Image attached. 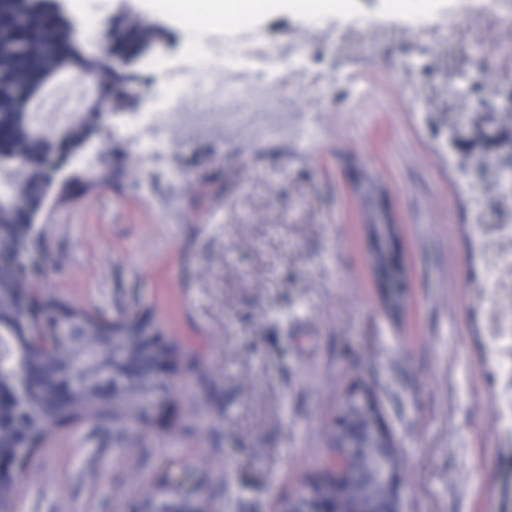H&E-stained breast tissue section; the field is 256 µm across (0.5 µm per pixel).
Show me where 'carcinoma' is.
<instances>
[{
  "label": "carcinoma",
  "mask_w": 512,
  "mask_h": 512,
  "mask_svg": "<svg viewBox=\"0 0 512 512\" xmlns=\"http://www.w3.org/2000/svg\"><path fill=\"white\" fill-rule=\"evenodd\" d=\"M151 28L135 26L120 34L115 51L132 56L140 53ZM24 41V53L14 46ZM109 60L93 53L82 39L78 23L67 14L61 0H0V185H12L18 169L27 180L18 191L0 189V391L9 392L23 383L27 387L25 409L0 428V456L11 453L23 440L45 443L58 430L74 422H112L113 445L141 448L137 433L147 420L150 406L165 387L157 363L163 359L180 363V346L157 328L145 311L132 320L110 319L72 305L52 292L40 291L41 303L30 310L24 302L29 288L41 286L36 277L14 261V256L44 249L37 219L44 201L68 199L80 180L63 182L54 193L45 176L41 158L50 151L77 155L86 143L90 124L81 118L64 130L49 131L32 124L11 84L23 86L31 97L38 95L50 78L64 71L103 70ZM25 153L14 159L15 146ZM25 197L26 212L14 207ZM47 331L67 326L75 340L60 343L48 356L29 354L27 367L17 368L14 356L28 349L34 325ZM153 327L156 342L139 339L144 328ZM126 380L112 384V371ZM327 461L305 483L317 493L336 496L343 512H383L389 492L379 474L400 467L399 448L379 442L372 448H344V437L333 426L327 429ZM184 499L174 485L154 489L137 505V512H182ZM281 507L288 512H311L314 498L298 489Z\"/></svg>",
  "instance_id": "cac0c4a2"
}]
</instances>
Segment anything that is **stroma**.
Here are the masks:
<instances>
[{
	"label": "stroma",
	"instance_id": "35a3bbf8",
	"mask_svg": "<svg viewBox=\"0 0 512 512\" xmlns=\"http://www.w3.org/2000/svg\"><path fill=\"white\" fill-rule=\"evenodd\" d=\"M161 22L158 68L140 64L147 112L164 88L193 92L228 32L258 29L281 50L272 95L301 136H256L239 94L223 131L174 134L156 153L101 117L83 151L109 184L44 210L47 291L108 317L150 309L188 351L155 399L143 448H116L112 427H64L22 476L10 512H130L149 484L177 485L207 512H275L325 454L324 431L347 389L370 386L403 453L409 512H504L512 436L494 427L497 392L483 362V314L468 286L470 185L460 165L493 146L448 138L461 110L512 138L477 49L457 37L388 23L373 36L277 0L229 23L202 6L134 0ZM307 48L289 70L286 50ZM397 227L404 313L385 304L369 265L372 225Z\"/></svg>",
	"mask_w": 512,
	"mask_h": 512
}]
</instances>
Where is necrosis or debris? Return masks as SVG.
<instances>
[{
    "label": "necrosis or debris",
    "mask_w": 512,
    "mask_h": 512,
    "mask_svg": "<svg viewBox=\"0 0 512 512\" xmlns=\"http://www.w3.org/2000/svg\"><path fill=\"white\" fill-rule=\"evenodd\" d=\"M410 22L468 37L490 62L512 57V0H448L446 14H420L411 17ZM277 55L276 48L259 39L239 55L215 53L202 68L200 99L168 90L164 99L172 104V111L161 115L148 112L144 119L183 134L206 135L223 128L221 107L232 93L242 89L252 101L253 129L269 130L273 126L268 119L279 114L280 107L268 94L265 74ZM490 195L495 198L499 214L493 224L485 223L483 212ZM475 203L480 232L473 239V249L484 267L476 295L485 312L487 353L501 381L493 415L498 431L512 433V174L494 177L487 193L476 195Z\"/></svg>",
    "instance_id": "4bbe7bcc"
}]
</instances>
